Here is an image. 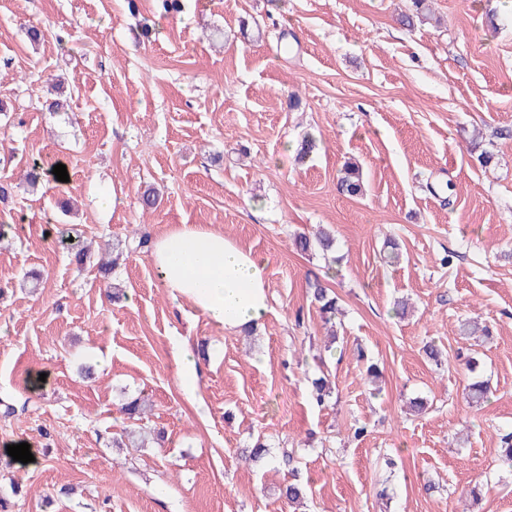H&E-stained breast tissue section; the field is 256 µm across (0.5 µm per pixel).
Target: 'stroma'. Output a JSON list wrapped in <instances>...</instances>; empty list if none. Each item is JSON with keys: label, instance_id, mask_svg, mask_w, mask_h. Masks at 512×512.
<instances>
[{"label": "stroma", "instance_id": "35a3bbf8", "mask_svg": "<svg viewBox=\"0 0 512 512\" xmlns=\"http://www.w3.org/2000/svg\"><path fill=\"white\" fill-rule=\"evenodd\" d=\"M183 4L0 0V180L15 186L0 203V512H292L280 490L296 476L301 512H512L499 459L512 431V0H432V20L411 27L412 0ZM31 26L45 38L30 41ZM51 74L71 81L55 117L41 109ZM57 155L68 182L27 187L24 163ZM350 159L358 198L337 186ZM150 187L161 203L145 210ZM49 224L76 225L84 265ZM177 224L265 260L271 309L254 332L209 322L162 287L149 249L130 251L133 233ZM318 224L334 258L292 246ZM114 249L130 253L117 304L96 267ZM315 278L344 311L329 351ZM178 337L201 367L192 395ZM428 340L441 363L424 358ZM467 356L493 390L479 407ZM321 364L335 383L323 407L310 399ZM141 392L166 440L117 445L118 407ZM417 396L426 411L407 413ZM259 438L295 449L296 472L242 463ZM22 442L33 464L9 456Z\"/></svg>", "mask_w": 512, "mask_h": 512}]
</instances>
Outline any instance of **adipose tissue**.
I'll return each instance as SVG.
<instances>
[{"mask_svg": "<svg viewBox=\"0 0 512 512\" xmlns=\"http://www.w3.org/2000/svg\"><path fill=\"white\" fill-rule=\"evenodd\" d=\"M151 261L168 293L225 330L256 325L269 310L265 262L222 231L174 226L154 241Z\"/></svg>", "mask_w": 512, "mask_h": 512, "instance_id": "obj_1", "label": "adipose tissue"}]
</instances>
